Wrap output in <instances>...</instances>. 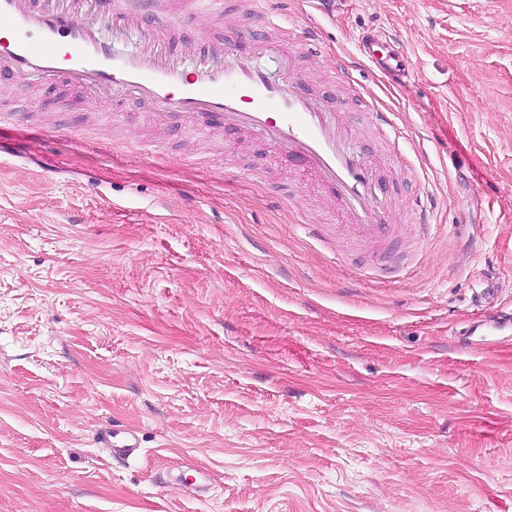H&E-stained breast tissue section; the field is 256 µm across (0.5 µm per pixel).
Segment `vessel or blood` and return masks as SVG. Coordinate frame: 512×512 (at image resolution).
Segmentation results:
<instances>
[{
	"label": "vessel or blood",
	"mask_w": 512,
	"mask_h": 512,
	"mask_svg": "<svg viewBox=\"0 0 512 512\" xmlns=\"http://www.w3.org/2000/svg\"><path fill=\"white\" fill-rule=\"evenodd\" d=\"M0 68L22 81L55 78L100 90L131 95L153 107V118L201 126L232 121L273 144L280 152L301 158L321 186L340 201L350 231L375 241L391 232L386 199L373 166L355 150L344 123L324 103L307 93L301 81L277 77L259 65L252 54L232 60L196 62L193 70L162 60L157 46L118 54L100 39L77 9L32 12L21 0H0ZM379 39L367 35L362 48L377 67L401 72L404 58L383 51ZM99 442L127 458L141 446L129 431L105 426Z\"/></svg>",
	"instance_id": "b4317fda"
}]
</instances>
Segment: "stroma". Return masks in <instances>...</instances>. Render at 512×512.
<instances>
[{"label": "stroma", "instance_id": "obj_1", "mask_svg": "<svg viewBox=\"0 0 512 512\" xmlns=\"http://www.w3.org/2000/svg\"><path fill=\"white\" fill-rule=\"evenodd\" d=\"M313 2L270 0L285 34L238 0L98 27L121 52L165 28L184 66L278 71L280 44L394 184L384 244L346 243L332 191L247 129L0 78V512H512V0ZM369 30L408 73L373 70ZM486 317L501 336L468 346ZM107 423L140 455L99 444Z\"/></svg>", "mask_w": 512, "mask_h": 512}]
</instances>
